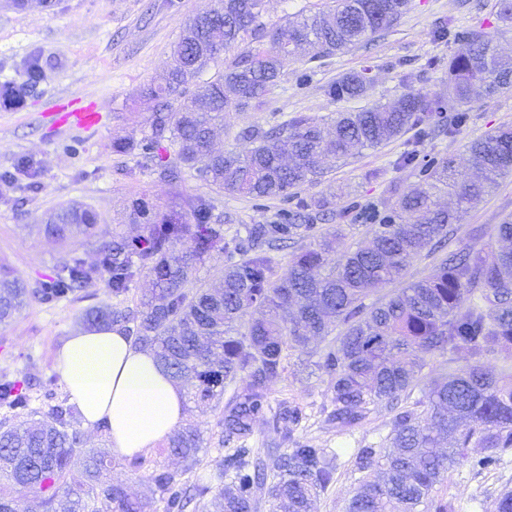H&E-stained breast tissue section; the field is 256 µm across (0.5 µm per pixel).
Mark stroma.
Returning <instances> with one entry per match:
<instances>
[{
  "label": "stroma",
  "instance_id": "1",
  "mask_svg": "<svg viewBox=\"0 0 512 512\" xmlns=\"http://www.w3.org/2000/svg\"><path fill=\"white\" fill-rule=\"evenodd\" d=\"M211 0H57L18 10L0 0V84L20 80L30 57H39L43 79L19 106L0 103V172L16 173L14 184H0V272L6 271L36 288L54 276L71 258L85 264L99 261V246L115 237L145 234L132 219V204L140 199L160 213L181 212L188 198H212L214 213L225 235L244 233L246 225L280 219L291 202L256 200L240 194H217L205 182L189 178L178 184L161 181L154 165L137 153L116 151L117 143L140 141L148 126L144 90L169 69L171 48L189 17ZM451 21L455 31H481L493 36L500 50L512 55V33H503L498 0H410L406 12L388 29L355 47L314 63H289L280 85L262 104L224 116L214 139L216 149L244 153L249 143L237 140L244 126H270L294 114L331 122L337 112L375 102H389L405 88L441 97L448 94V58L458 48L451 39L434 36L436 25ZM368 69L371 88L359 100L334 101L327 84L343 74ZM309 80H302V73ZM75 100L95 102L104 126L79 131L55 125L49 109ZM465 110L467 126L455 137L416 140L413 133L374 149L353 152L327 162L318 182L297 189L300 198L329 200L344 236L336 243L345 252L369 235L370 226L356 216L355 204L393 205L418 187L419 172L395 168V160L410 149L420 155L453 159L462 176H469L466 144L502 124L512 125V92L468 105L448 103L447 113ZM378 178H370V171ZM92 208L98 221L91 234L61 240L46 230V219L62 205ZM512 221V175L480 202L461 210L454 242L469 243L472 227ZM106 280L61 301H34L10 320L0 323V382L23 380L32 386L31 405L41 411L66 400L57 369V352L66 338L80 330V313L111 304ZM312 340L309 350H289L285 371L269 395L271 405L287 400L307 415L293 437L319 448H340L331 484L314 501L311 512H346L361 479L355 463L358 449L388 447L393 413L383 403L371 405L366 423L346 431L328 423L331 409L327 377L319 369ZM223 402L187 403L186 420L198 424L204 452L185 475L187 481L209 475L225 454L219 445ZM482 449L469 448L448 471L432 498L451 504L452 512H492L501 492L512 490V451L487 469L474 468Z\"/></svg>",
  "mask_w": 512,
  "mask_h": 512
}]
</instances>
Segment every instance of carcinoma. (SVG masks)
Masks as SVG:
<instances>
[{"instance_id":"carcinoma-1","label":"carcinoma","mask_w":512,"mask_h":512,"mask_svg":"<svg viewBox=\"0 0 512 512\" xmlns=\"http://www.w3.org/2000/svg\"><path fill=\"white\" fill-rule=\"evenodd\" d=\"M408 2L334 0L325 10L285 20L271 34L262 20L263 0H224L221 13L215 7L197 13L174 46L164 82L145 91L149 132L132 148L158 160L159 175L171 183L189 175L218 193L286 199L324 175V156L341 159L354 147L376 148L410 130L420 138L437 130L455 137L468 113L445 122L442 97L410 89L389 104L336 113L331 138L319 121L299 114L268 129H241L238 137L252 144L245 155L213 147L214 123L269 95L288 62L310 63L346 50L390 27ZM437 35L461 42L448 58V98L465 105L512 91V58L498 54L492 38L481 32L459 37L446 24ZM211 67L214 73L201 78ZM41 79L40 60L32 57L21 82L8 85L0 100L23 103ZM369 89L366 73L354 72L329 83L326 94L340 101L364 97ZM467 152L479 179L462 177L447 158L420 165L417 151L403 155L400 166H420L422 188L403 195L394 208L362 209L371 240L338 257L328 237L315 247L304 244L317 237L312 212L327 210L323 200L301 199L279 221L249 224L245 237L227 240L213 201L196 196L186 201L190 224L181 213L151 217L145 202L133 204L134 217L147 220L146 234L103 243L96 266L74 258L42 288L1 277L5 322L31 300L57 301L93 287L105 271L116 303L86 309L85 325L125 327L175 382L185 383L195 402H218L237 378L247 382L224 408L221 445L229 452L220 467L190 486L184 472L156 468L147 476L151 497L143 500L112 481L111 454L83 447L82 434L71 425V407L62 403L43 413L30 407L25 384L0 382V407L28 416L19 423L0 421V477L41 499L44 512H156L158 502L162 512H186L195 499L207 501V512H255L262 487L278 512H310L313 498L333 479L336 454L298 442L267 462L246 443L255 422L268 416L282 443L292 440L303 410L286 401L272 408L269 390L281 379L285 350L303 351L320 337L325 345L319 366L329 377L333 405L329 421L338 427H359L369 405L395 406L424 384L426 410L395 415L391 450L361 449L358 468L364 476L347 512H448L446 504L433 505L430 493L464 450L486 451L476 461L485 469L512 448V385L482 365L497 350L512 349V248L445 250L457 215L436 200V192L446 189L459 202L476 204L499 179L512 175V127L473 139ZM201 159L206 163L199 167ZM95 223L92 211L67 205L50 215L48 230L65 238ZM486 235L511 243L512 222L470 231L473 239ZM186 239L192 241L189 248L181 247ZM290 242L298 249L278 276L276 252ZM216 250L225 256L219 286L192 284L197 265ZM423 252L433 258L430 272L406 281L408 260ZM143 272L153 288L151 297L140 300L136 317L123 303ZM389 284L395 289L368 301L375 287ZM249 309L256 317L237 327ZM459 349L470 353L473 365L425 380L424 355ZM202 450L196 426L179 428L168 440V452L189 470ZM75 469L83 477L79 483L70 480Z\"/></svg>"}]
</instances>
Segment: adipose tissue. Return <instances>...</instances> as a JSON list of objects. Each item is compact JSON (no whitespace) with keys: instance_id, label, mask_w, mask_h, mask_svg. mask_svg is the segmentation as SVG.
Masks as SVG:
<instances>
[{"instance_id":"ef3b65f1","label":"adipose tissue","mask_w":512,"mask_h":512,"mask_svg":"<svg viewBox=\"0 0 512 512\" xmlns=\"http://www.w3.org/2000/svg\"><path fill=\"white\" fill-rule=\"evenodd\" d=\"M65 391L88 428H101L113 450L134 457L168 439L185 419V396L152 351L117 326L80 330L57 355Z\"/></svg>"}]
</instances>
